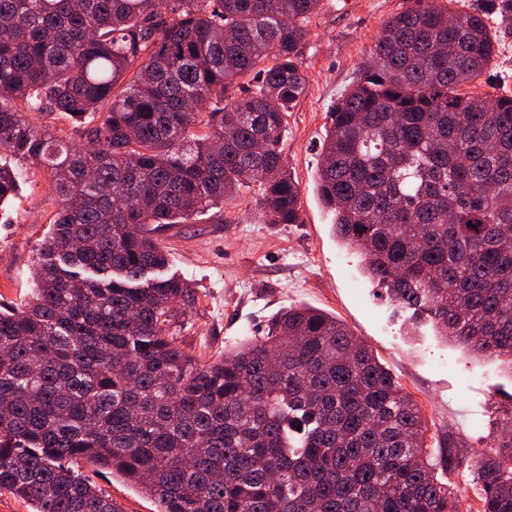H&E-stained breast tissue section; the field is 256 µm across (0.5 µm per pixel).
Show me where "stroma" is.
<instances>
[{
    "instance_id": "35a3bbf8",
    "label": "stroma",
    "mask_w": 512,
    "mask_h": 512,
    "mask_svg": "<svg viewBox=\"0 0 512 512\" xmlns=\"http://www.w3.org/2000/svg\"><path fill=\"white\" fill-rule=\"evenodd\" d=\"M413 0H322L302 50L307 92L287 118L281 148L300 189L296 224L263 223L251 192L163 231L171 273L184 277L196 301L175 325L184 347L206 362L264 331L282 308L320 309L364 339L418 404L432 434H445L458 465L449 480L462 493L461 512H476L467 466L512 421V373L475 359L437 336L431 323L408 328L403 315L358 267L334 236L332 216L317 191L327 114L358 75L383 23ZM60 199L36 175L0 211V302L24 304L36 248ZM83 472L122 512H158L152 499L118 475Z\"/></svg>"
}]
</instances>
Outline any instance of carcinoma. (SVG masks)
Instances as JSON below:
<instances>
[{"label":"carcinoma","instance_id":"cac0c4a2","mask_svg":"<svg viewBox=\"0 0 512 512\" xmlns=\"http://www.w3.org/2000/svg\"><path fill=\"white\" fill-rule=\"evenodd\" d=\"M321 0H0V155L63 199L33 301L0 303V491L33 512H459L448 440L350 329L299 305L200 362L156 234L245 190L298 224L282 153ZM512 33V0H413L328 112L318 193L390 300L512 368V95L462 88ZM35 112L39 125L24 119ZM86 140L83 146L71 133ZM20 171L0 164V207ZM512 512V440L468 465ZM83 473L96 483L106 494L119 504L122 512H158L159 507L152 499L129 484L119 475L99 473L90 464H84Z\"/></svg>","mask_w":512,"mask_h":512}]
</instances>
